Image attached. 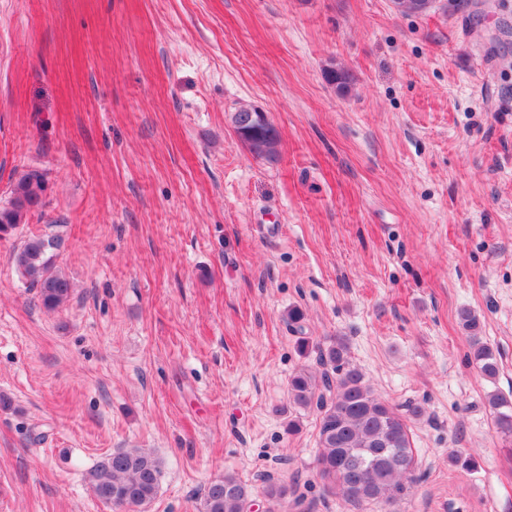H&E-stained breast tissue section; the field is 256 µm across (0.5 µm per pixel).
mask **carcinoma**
I'll use <instances>...</instances> for the list:
<instances>
[{"label": "carcinoma", "mask_w": 512, "mask_h": 512, "mask_svg": "<svg viewBox=\"0 0 512 512\" xmlns=\"http://www.w3.org/2000/svg\"><path fill=\"white\" fill-rule=\"evenodd\" d=\"M402 13L425 14L436 0H392ZM327 80L338 93L349 92L352 74L331 70ZM232 125L240 140L255 156L272 161L277 154L278 135L264 112L242 107L233 113ZM45 179L37 171L22 176L13 186L8 203L0 206V239L27 224V216L41 204ZM60 241L46 234L30 235L11 257L19 280L38 290L41 304L49 309L63 305L72 293L70 279L57 265ZM469 333L470 360L485 377L494 378L499 364L493 348L477 335L480 323L468 310L460 313ZM319 368L301 367L288 385L290 403L317 415L319 453L316 475L323 495L309 499L297 492L298 483L288 485L271 474L263 480L267 512H279L287 493H294V512H317L327 498L339 495L346 504L370 503L378 512H392L409 493L415 480L417 458L412 448L410 420L422 416L417 405H390L373 392L365 375L348 356L341 339L317 346ZM498 430L512 434V401L494 394L489 400ZM163 474L161 459L144 448H116L100 457L88 480L96 497L116 509L148 512L157 498ZM256 493L251 484L233 473L210 481L203 491V512H248Z\"/></svg>", "instance_id": "carcinoma-1"}]
</instances>
